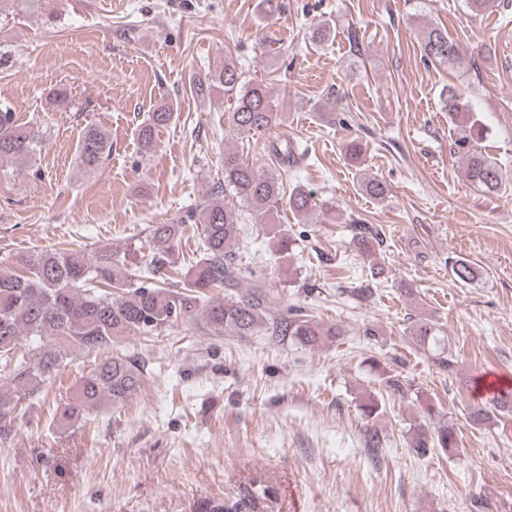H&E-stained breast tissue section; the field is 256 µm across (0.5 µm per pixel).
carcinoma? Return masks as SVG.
I'll return each mask as SVG.
<instances>
[{
  "instance_id": "1",
  "label": "carcinoma",
  "mask_w": 512,
  "mask_h": 512,
  "mask_svg": "<svg viewBox=\"0 0 512 512\" xmlns=\"http://www.w3.org/2000/svg\"><path fill=\"white\" fill-rule=\"evenodd\" d=\"M422 57L451 69H473L476 62L466 59L459 45L436 24L421 35ZM212 83L234 100L228 113V131L251 140H261L279 125L265 89L246 80L237 65L224 61V67L211 75ZM451 125L453 151L464 161L467 181L487 193H497L505 185V173L496 158L479 150L478 142L486 127L472 111L469 99L458 89L448 87L444 99ZM176 118L175 107L161 104L147 114L139 128L142 149L150 151L155 133ZM44 133L20 124L10 104L0 102V165L27 167L41 150ZM112 144L97 126H88L76 147L82 169L93 173L110 155ZM273 168L264 170L246 164L235 150L224 151V191L212 195L199 213L202 225V255L183 271L175 259L181 242L182 225L154 224L148 235L145 269L130 268L126 255L116 248L102 246L92 256L79 249L42 250L0 265V373L8 386H0V439L7 438L20 416L22 405L38 398L52 374L63 362L61 347L96 354L112 349L123 337L148 334L178 322L201 319L209 334L216 337L268 336L289 338L303 346H315L323 338L340 335L336 326L325 327L301 315L280 313L279 295L254 279V272L242 261L237 247L240 225L257 224L268 236L275 254L286 259L294 240L288 229L270 222L273 213L286 206L297 219L309 224L317 219L322 206L313 193L298 185L285 190L274 169L286 168L295 160L288 140L268 144ZM360 189L384 200L386 184L363 175ZM238 200L234 209L225 196ZM359 250L368 261L372 275L384 271L379 256L383 243L378 229L366 224L355 234ZM455 280L474 281L476 270L465 260L451 262ZM249 289L238 291L243 282ZM207 288H222L224 296L201 304ZM420 345L437 342L439 330L432 322H419L410 329ZM37 344L36 355L23 351V342ZM141 373L121 357H105L80 376L74 392L57 407L56 428H70L89 411L108 402L121 407L139 390ZM493 409L477 407L473 421L489 420L493 411L512 409V392L493 399ZM455 445L454 433L445 426L419 434L412 447L418 454L431 448L446 450ZM263 488L249 492L227 505L214 500L197 503L195 512H247L254 499L265 495Z\"/></svg>"
}]
</instances>
